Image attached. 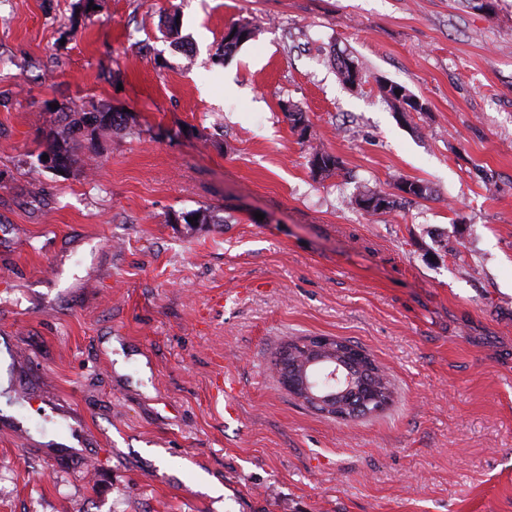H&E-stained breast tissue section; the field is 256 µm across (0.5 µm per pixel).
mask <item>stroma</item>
<instances>
[{"label": "stroma", "mask_w": 512, "mask_h": 512, "mask_svg": "<svg viewBox=\"0 0 512 512\" xmlns=\"http://www.w3.org/2000/svg\"><path fill=\"white\" fill-rule=\"evenodd\" d=\"M493 4L0 0V512H512V0ZM51 103L132 118L58 172L37 159ZM317 151L340 171L313 176ZM403 178L430 196L349 202ZM201 208L221 223L184 222ZM305 336L366 350L392 404L345 421L295 399L270 360ZM255 34V27L250 23H237L233 25L224 35V55L231 52L238 46L250 41ZM243 37V40H240Z\"/></svg>", "instance_id": "1"}]
</instances>
